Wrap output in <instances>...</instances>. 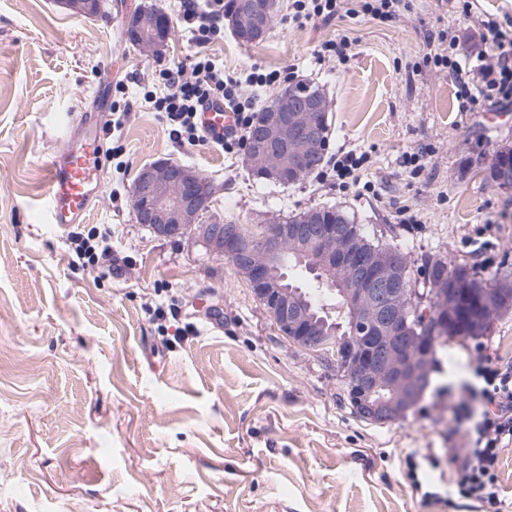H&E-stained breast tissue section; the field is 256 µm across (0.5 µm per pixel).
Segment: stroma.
<instances>
[{
	"label": "stroma",
	"instance_id": "obj_1",
	"mask_svg": "<svg viewBox=\"0 0 512 512\" xmlns=\"http://www.w3.org/2000/svg\"><path fill=\"white\" fill-rule=\"evenodd\" d=\"M279 0L266 38L232 31L210 51L230 73L288 69L319 84L329 106V154L357 149L355 185L308 175L257 181L245 150L190 146L144 101L152 80L192 52L179 0H103L94 16L60 0H0V512H478L447 503L448 457L466 443L448 391L471 380L479 348L512 362V309L484 335L450 339L442 370L407 415L360 417L332 351L285 336L233 262L191 240L138 224L132 184L159 159L194 167L214 193L200 221L244 225L333 207L367 235L403 246L421 309V259L439 253L488 284L512 282V188L489 178L512 148V107L459 109L454 79L424 61L441 32L481 49L477 19L512 16V0H406L396 19L289 22ZM164 13L161 54L132 45L127 20ZM347 37L343 64L316 63ZM129 103L122 152L105 163L88 226L112 228V266L73 265L66 233L42 221L46 167L61 141L59 113L92 112L96 97ZM425 151L413 172L407 155ZM414 215L401 223L400 210ZM495 227L493 235L481 232ZM177 318L154 321L156 307ZM194 323V335L175 330ZM440 498L423 503L413 478Z\"/></svg>",
	"mask_w": 512,
	"mask_h": 512
}]
</instances>
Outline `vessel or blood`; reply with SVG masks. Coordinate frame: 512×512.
Listing matches in <instances>:
<instances>
[{
    "label": "vessel or blood",
    "mask_w": 512,
    "mask_h": 512,
    "mask_svg": "<svg viewBox=\"0 0 512 512\" xmlns=\"http://www.w3.org/2000/svg\"><path fill=\"white\" fill-rule=\"evenodd\" d=\"M202 122L211 136L220 137L233 125L234 115L216 102L206 107ZM58 132L64 145L47 165L45 221L66 231L85 223L101 195L104 129L90 114L69 111Z\"/></svg>",
    "instance_id": "1"
}]
</instances>
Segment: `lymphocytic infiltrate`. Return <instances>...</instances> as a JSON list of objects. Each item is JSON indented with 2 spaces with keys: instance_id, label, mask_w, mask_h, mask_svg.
I'll return each mask as SVG.
<instances>
[{
  "instance_id": "f902f5d3",
  "label": "lymphocytic infiltrate",
  "mask_w": 512,
  "mask_h": 512,
  "mask_svg": "<svg viewBox=\"0 0 512 512\" xmlns=\"http://www.w3.org/2000/svg\"><path fill=\"white\" fill-rule=\"evenodd\" d=\"M402 0H292L289 20L304 24L318 19L331 21L356 14L385 22L395 18ZM182 19L194 46L186 66L159 69L166 91L152 98L155 111L169 123L171 135L188 144L215 142L226 151L244 147L254 116V99L247 88H263L286 82L287 72L251 71L246 78L225 73L207 53L209 44L223 33L224 0H182ZM484 41L490 50L476 53L468 65L457 37H449L446 48L427 54V63L455 77L459 109L473 111L480 102L512 103V20L501 23L493 17L480 19ZM232 105L235 125L224 137L213 140L200 124L206 103ZM111 229L91 227L74 231L70 239L75 254L84 264L95 266L109 259ZM473 372L480 384L460 389L455 402L459 421L467 425L468 446L453 454V484L460 497L481 503L488 512H500L498 460L512 444V364L493 361L486 354L475 357Z\"/></svg>"
}]
</instances>
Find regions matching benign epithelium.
Listing matches in <instances>:
<instances>
[{
  "mask_svg": "<svg viewBox=\"0 0 512 512\" xmlns=\"http://www.w3.org/2000/svg\"><path fill=\"white\" fill-rule=\"evenodd\" d=\"M65 5L85 15L101 9L100 0H65ZM240 5L242 23L252 33L265 35L270 2L240 0ZM126 33L137 38L138 46L157 51L168 38L169 22L158 18L156 10L143 8L133 16ZM325 108L321 94L302 90L267 109L254 128L249 150L252 166L263 167L262 177L288 185L292 183L288 170L306 169L321 138L313 116ZM212 196L211 181L198 170L166 160L141 167L132 188L138 223L174 242L192 237L210 252L231 258L280 330L303 347L319 348L334 336L316 323L305 297L286 285L278 269L283 250L289 244L295 246L301 264L312 259L319 273L341 270L346 283L342 294L350 311L349 334L375 337L370 351L344 368L354 409L361 417L381 423L405 416L428 387L434 344L426 336L406 333L408 313L417 309L415 290L393 258L351 248L344 224H256L249 236L242 234L240 226L222 221L200 224L199 216ZM440 303L439 312H448L450 320L482 321L483 298H472L471 308L462 312L457 292L450 288ZM385 385L390 394L380 399L378 392Z\"/></svg>",
  "mask_w": 512,
  "mask_h": 512,
  "instance_id": "obj_1",
  "label": "benign epithelium"
}]
</instances>
